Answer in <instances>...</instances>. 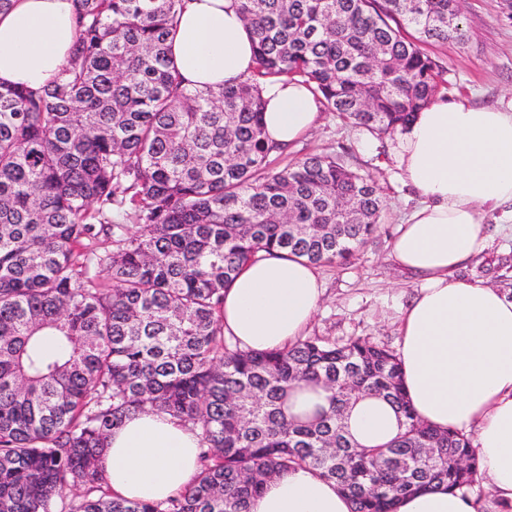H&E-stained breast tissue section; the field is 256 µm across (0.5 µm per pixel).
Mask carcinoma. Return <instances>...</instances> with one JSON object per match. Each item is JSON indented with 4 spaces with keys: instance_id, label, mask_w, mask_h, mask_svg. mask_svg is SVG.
<instances>
[{
    "instance_id": "1",
    "label": "carcinoma",
    "mask_w": 512,
    "mask_h": 512,
    "mask_svg": "<svg viewBox=\"0 0 512 512\" xmlns=\"http://www.w3.org/2000/svg\"><path fill=\"white\" fill-rule=\"evenodd\" d=\"M76 2L55 84L0 87V512H249L269 478L303 467L353 512L469 487L470 439L417 418L390 350L315 337L246 351L221 316L244 263L346 264L384 208L330 155L270 167L285 150L263 136V81L300 78L324 110L391 135L441 81L423 45L469 41L456 0H238L257 66L217 89L172 66L184 0ZM299 382L329 410L288 418ZM365 395L402 417L371 448L342 422ZM143 412L200 431L196 480L163 502L112 495L100 466L112 430Z\"/></svg>"
}]
</instances>
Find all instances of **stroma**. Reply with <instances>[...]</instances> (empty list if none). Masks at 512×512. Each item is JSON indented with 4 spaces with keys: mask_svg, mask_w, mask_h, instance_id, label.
<instances>
[{
    "mask_svg": "<svg viewBox=\"0 0 512 512\" xmlns=\"http://www.w3.org/2000/svg\"><path fill=\"white\" fill-rule=\"evenodd\" d=\"M462 19L470 35L466 45L448 42L425 47L442 70L440 94L461 95L476 105L512 102V9L506 0H464ZM368 140L367 131L325 112L294 147L273 157L272 166L280 170L312 154H332L379 185L385 209L377 230L350 263L319 267L325 293L306 334L336 344L367 338L394 350L400 309L417 286L391 255L396 226L408 207L407 191L395 177L391 138L376 141L371 149L365 146ZM487 224L488 248L461 275L511 294L512 239L501 234L495 219Z\"/></svg>",
    "mask_w": 512,
    "mask_h": 512,
    "instance_id": "obj_1",
    "label": "stroma"
}]
</instances>
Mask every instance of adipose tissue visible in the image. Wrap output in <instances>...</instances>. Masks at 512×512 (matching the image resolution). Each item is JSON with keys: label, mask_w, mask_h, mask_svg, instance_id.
<instances>
[{"label": "adipose tissue", "mask_w": 512, "mask_h": 512, "mask_svg": "<svg viewBox=\"0 0 512 512\" xmlns=\"http://www.w3.org/2000/svg\"><path fill=\"white\" fill-rule=\"evenodd\" d=\"M75 0H13L0 13V85L50 88L76 41ZM253 38L234 0H184L171 61L191 88L251 77ZM269 143L292 145L319 120L302 81L264 87ZM399 180L418 197L393 240L397 265L419 285L400 312L398 359L405 395L431 427L473 435L490 491L479 499L446 487L401 497L396 512H512V297L458 277L487 247V214L512 217V104L476 107L434 97L405 126L391 150ZM323 293L315 265L280 252L245 264L224 292V333L241 348L283 350L301 338ZM328 406L321 387L296 385L288 417L311 419ZM347 429L361 446L400 431L386 401L360 397ZM199 436L166 414H137L113 430L103 459L112 494L162 501L195 479ZM352 502L317 470L274 476L250 512H351Z\"/></svg>", "instance_id": "adipose-tissue-1"}]
</instances>
